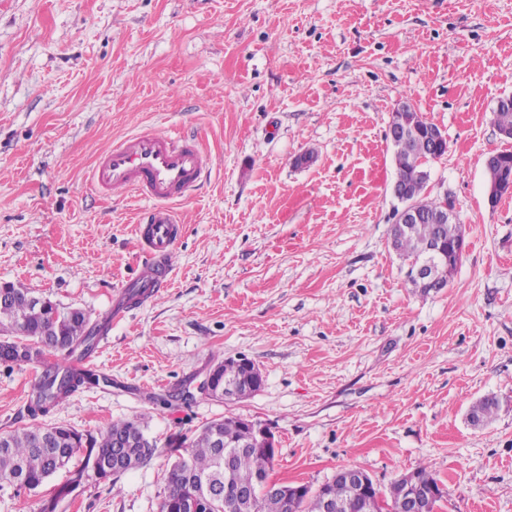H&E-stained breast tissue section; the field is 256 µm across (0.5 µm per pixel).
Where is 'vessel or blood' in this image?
Returning <instances> with one entry per match:
<instances>
[{
    "mask_svg": "<svg viewBox=\"0 0 512 512\" xmlns=\"http://www.w3.org/2000/svg\"><path fill=\"white\" fill-rule=\"evenodd\" d=\"M206 172L194 136L154 131L113 142L90 171V185L98 195L122 193L151 202L135 219L137 244L145 256L137 284L144 288L145 299L158 296L169 282L181 224L176 207L197 190Z\"/></svg>",
    "mask_w": 512,
    "mask_h": 512,
    "instance_id": "obj_1",
    "label": "vessel or blood"
}]
</instances>
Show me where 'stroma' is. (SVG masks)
<instances>
[{
  "mask_svg": "<svg viewBox=\"0 0 512 512\" xmlns=\"http://www.w3.org/2000/svg\"><path fill=\"white\" fill-rule=\"evenodd\" d=\"M512 94V0H0V283L103 323L139 273L147 200L88 176L143 130L197 135L209 175L178 207L165 291L112 325L90 360L111 385L50 420L85 434L134 421L152 459L117 489L86 472L60 512H159L183 442L228 415L271 427L273 480L319 487L356 464L380 486L427 464L437 512H512V195L489 207L492 121ZM411 104L448 143L428 166L466 250L447 288L408 283L390 247L388 124ZM261 389L159 407L217 359ZM43 366H0V433L27 426ZM500 401L476 428L469 409ZM0 481V512H38Z\"/></svg>",
  "mask_w": 512,
  "mask_h": 512,
  "instance_id": "1",
  "label": "stroma"
}]
</instances>
